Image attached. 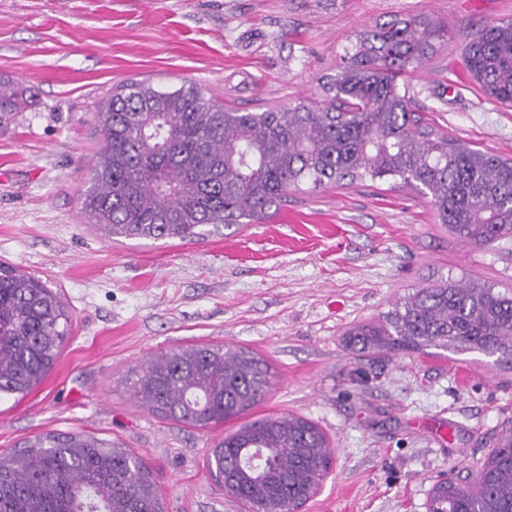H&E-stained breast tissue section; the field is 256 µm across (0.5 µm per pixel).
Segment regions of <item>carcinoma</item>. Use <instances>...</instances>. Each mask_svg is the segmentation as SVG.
<instances>
[{
  "mask_svg": "<svg viewBox=\"0 0 512 512\" xmlns=\"http://www.w3.org/2000/svg\"><path fill=\"white\" fill-rule=\"evenodd\" d=\"M448 26L427 16L364 30L318 108L226 109L194 82L119 87L97 116L102 143L82 209L111 239L193 240L205 228L272 217L288 191L400 180L464 243L512 236V158L435 127L411 109L409 70L427 63ZM462 65L484 95L512 106V20L480 29ZM30 90L0 83V131ZM68 320L40 278L0 262V398L25 396L53 366ZM358 353L434 348L512 362V293L441 280L415 290L378 322L346 331ZM270 371L250 350L196 345L145 361L133 391L153 411L204 428L237 418L267 395ZM262 460L252 464L254 452ZM333 465L325 433L300 416L247 423L214 445L208 469L251 512H294ZM0 512H165L150 467L109 440L46 434L0 454ZM427 512H512V423L466 480H439Z\"/></svg>",
  "mask_w": 512,
  "mask_h": 512,
  "instance_id": "cac0c4a2",
  "label": "carcinoma"
}]
</instances>
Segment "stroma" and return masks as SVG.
Returning a JSON list of instances; mask_svg holds the SVG:
<instances>
[{
  "mask_svg": "<svg viewBox=\"0 0 512 512\" xmlns=\"http://www.w3.org/2000/svg\"><path fill=\"white\" fill-rule=\"evenodd\" d=\"M412 14L452 33L406 76L414 110L512 157V108L461 64L479 29L512 18V0H0V81L35 91L0 135V260L58 291L69 317L44 379L0 400V453L48 433L91 435L150 466L166 512H247L210 476L213 445L296 415L335 458L302 512H427L436 481L492 448L512 418L511 366L478 352L353 353L344 334L441 279L512 289V238L460 242L397 178L305 183L269 221L192 241H114L82 210L96 114L117 86L191 81L230 107L321 106L357 35ZM197 344L264 358L265 400L203 429L136 400V368Z\"/></svg>",
  "mask_w": 512,
  "mask_h": 512,
  "instance_id": "obj_1",
  "label": "stroma"
}]
</instances>
